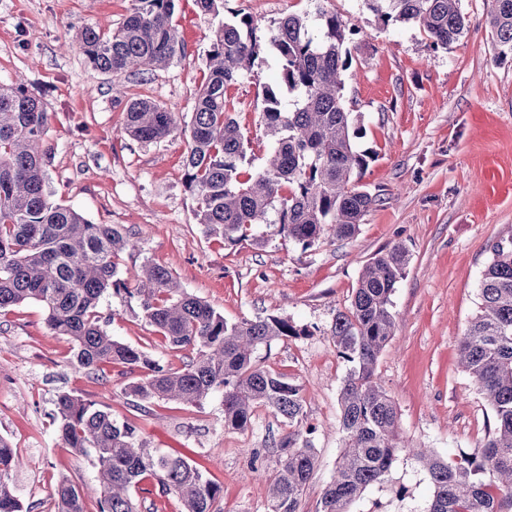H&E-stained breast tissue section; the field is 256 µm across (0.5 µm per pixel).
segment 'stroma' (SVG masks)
I'll return each mask as SVG.
<instances>
[{"label": "stroma", "instance_id": "1", "mask_svg": "<svg viewBox=\"0 0 512 512\" xmlns=\"http://www.w3.org/2000/svg\"><path fill=\"white\" fill-rule=\"evenodd\" d=\"M131 0H0V81L24 84L51 114L54 157L48 181L57 204L94 224L119 225L135 248L122 268L149 259L169 269L183 288L228 322L266 315L291 317L309 335L261 348V366L302 387L304 414L318 468L299 512H317L342 448L338 395L348 365L331 340L337 310L348 307L363 266L403 243L410 262L392 296L396 332L376 374L395 401L403 435L442 455L478 446L492 418L473 380L458 367V347L479 306L477 283L488 246L512 233V64L494 60L487 17L493 0H461L468 33L433 50L418 24L383 26L362 0H325L358 31L345 73V101L372 153L361 183L382 197L349 240L320 239L310 247L254 227L237 244L207 237L184 184L186 139L143 143L125 130L126 101L148 99L190 117L207 76L212 16L195 0H179L173 25L185 47L164 70L113 77L94 71L73 47L85 26L116 27ZM313 0H224V17H253L255 35L288 14H311ZM280 77L265 49L253 73L227 90V107L249 139L243 169L256 172L270 149L259 125L261 82ZM266 237L258 245L256 237ZM99 312L117 340L179 368L191 349L166 346L137 302L104 296ZM73 345L45 324L42 307L26 302L0 313V436L17 448L13 477L25 512H56L52 494L67 478L81 490L86 512H99L98 474L57 432L54 399L70 391L133 425L149 447L198 463L223 489L222 512H267L276 443L288 428L269 408L250 424L224 427V396L201 405L156 401L138 406L123 391L121 366L98 383L69 365ZM431 495L426 473L407 459L382 487L350 512H422Z\"/></svg>", "mask_w": 512, "mask_h": 512}]
</instances>
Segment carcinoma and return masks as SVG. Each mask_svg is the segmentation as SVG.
<instances>
[{"instance_id":"carcinoma-1","label":"carcinoma","mask_w":512,"mask_h":512,"mask_svg":"<svg viewBox=\"0 0 512 512\" xmlns=\"http://www.w3.org/2000/svg\"><path fill=\"white\" fill-rule=\"evenodd\" d=\"M177 0H133L128 14L104 32L82 29L77 47L91 67L119 77L163 69L184 51L172 24ZM460 0H364L385 26L413 22L433 48H448L469 30ZM487 18L495 58L512 59V0H493ZM322 34L306 15L289 14L270 30L280 83L265 85L259 122L271 140L262 168L243 175L248 140L225 100L227 88L253 69L261 45L247 15L218 21L210 37L208 75L197 93L184 134L186 188L197 201L196 223L229 243L264 224L274 235L309 247L323 235L352 238L363 216L380 201L360 185L371 156L356 149L357 129L346 108L344 73L351 65L349 27L336 13L316 8ZM295 95L293 107L283 92ZM126 131L144 143L179 131V113L145 99L126 103ZM50 114L21 84L0 83V312L35 302L47 328L74 345L73 369L96 375L121 364L133 380L125 393L196 405L214 391L224 395V428L250 424L265 406L284 419L277 443L279 469L269 485L267 512H298L317 468L305 423L301 386L257 363L256 353L277 339L311 336L287 316L235 323L181 287L164 266L150 261L121 276V254L133 248L116 224H91L52 201L46 144ZM409 263L401 243L379 251L363 268L351 303L337 310L330 336L349 363L339 392L343 448L317 512H349L369 488L386 482L400 459H414L429 477L432 497L424 512H512V233L489 247L478 282L479 306L459 345V364L492 412V424L470 452L443 457L403 439L394 400L376 376L380 354L394 336L392 296ZM136 299L146 322L171 348L196 357L166 368L148 352L114 339L98 310L108 293ZM58 431L76 453L98 467L99 512H140L135 493L156 479L183 512H221V489L196 463L149 450L135 430L71 392L57 394ZM17 450L0 437V512H23L11 474ZM57 512H84L81 491L63 478L54 489Z\"/></svg>"}]
</instances>
